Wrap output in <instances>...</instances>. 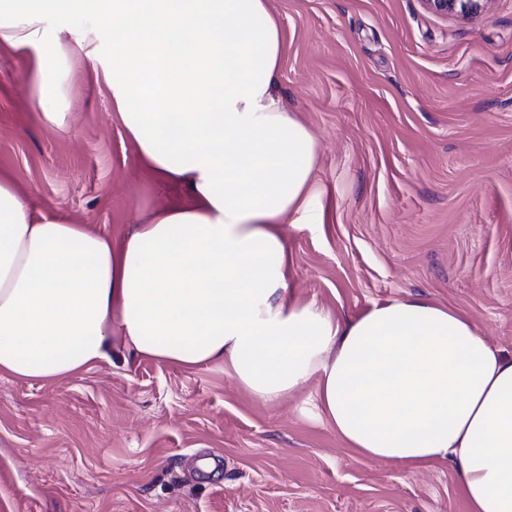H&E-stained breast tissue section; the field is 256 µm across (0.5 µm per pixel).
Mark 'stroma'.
I'll list each match as a JSON object with an SVG mask.
<instances>
[{"mask_svg": "<svg viewBox=\"0 0 512 512\" xmlns=\"http://www.w3.org/2000/svg\"><path fill=\"white\" fill-rule=\"evenodd\" d=\"M284 106L316 139L323 195L283 225L292 286L343 319L416 296L512 356V0L442 17L422 0H269ZM34 50L0 45V172L35 209L118 240L186 202L137 156L91 63L70 55L52 115ZM230 370L110 362L0 375V512H468L448 462L409 471L344 448L303 402Z\"/></svg>", "mask_w": 512, "mask_h": 512, "instance_id": "1", "label": "stroma"}]
</instances>
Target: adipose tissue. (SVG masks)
<instances>
[{
  "label": "adipose tissue",
  "mask_w": 512,
  "mask_h": 512,
  "mask_svg": "<svg viewBox=\"0 0 512 512\" xmlns=\"http://www.w3.org/2000/svg\"><path fill=\"white\" fill-rule=\"evenodd\" d=\"M0 43L36 50L45 109L61 56L84 52L139 156L191 199L115 242L34 212L0 178L1 374L68 376L117 340L163 364H224L266 401L313 379L347 448L452 461L469 512H512V357L449 306L394 299L344 320L291 285L280 227L310 221L318 149L278 93L269 0H0Z\"/></svg>",
  "instance_id": "1"
}]
</instances>
